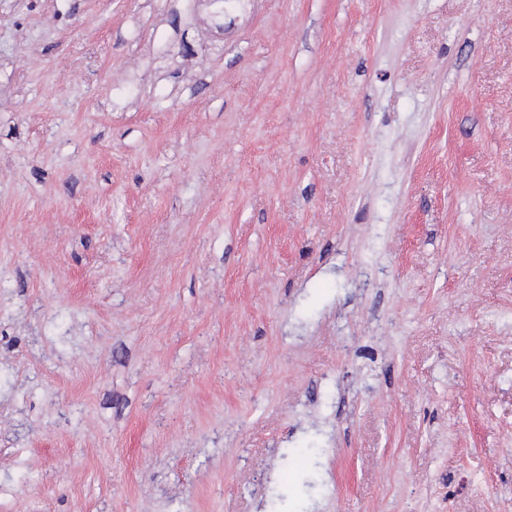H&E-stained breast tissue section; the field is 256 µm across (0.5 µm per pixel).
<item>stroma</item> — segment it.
<instances>
[{"label": "stroma", "mask_w": 512, "mask_h": 512, "mask_svg": "<svg viewBox=\"0 0 512 512\" xmlns=\"http://www.w3.org/2000/svg\"><path fill=\"white\" fill-rule=\"evenodd\" d=\"M0 512H512V0H0Z\"/></svg>", "instance_id": "obj_1"}]
</instances>
